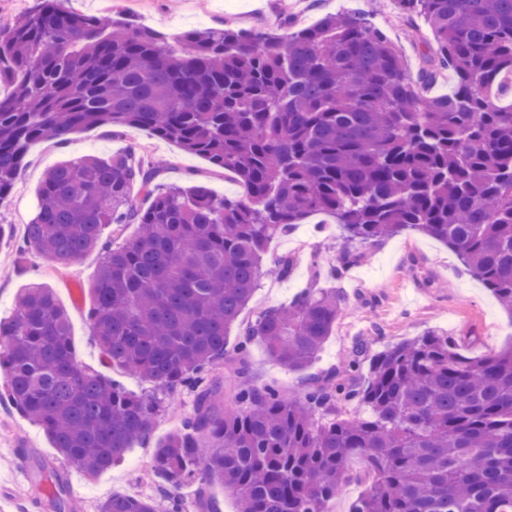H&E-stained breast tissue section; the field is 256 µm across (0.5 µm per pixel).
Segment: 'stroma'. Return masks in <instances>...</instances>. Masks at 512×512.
Listing matches in <instances>:
<instances>
[{"mask_svg":"<svg viewBox=\"0 0 512 512\" xmlns=\"http://www.w3.org/2000/svg\"><path fill=\"white\" fill-rule=\"evenodd\" d=\"M71 5L95 15L115 17L123 13L174 38L192 29L220 28L228 21L241 28L272 29L286 14L308 25L329 13L371 8L374 23L400 48L414 71L421 65L417 41L430 36L424 20L408 18L395 0H71ZM129 148L165 163L159 183L203 185L218 196L243 192L238 182L215 173L206 159L186 154L148 130L126 127L109 135L98 129L72 135L63 146L53 141L32 145L10 204L0 208V224L19 227L30 222L36 212L38 188L51 167L87 154L107 157ZM340 248L339 230L325 215L309 217L269 243L265 270L228 333V348L236 347L244 329L261 311L287 304L301 289H341L345 304L322 352L307 371L286 370L259 342H252L247 360L255 385L271 384L285 394L296 395L308 386L311 377L324 375L348 359L357 343L366 344L374 354L430 330L460 339L462 353L470 357L488 355L512 344V315L465 271L455 252L442 242L418 233L401 234L371 247L366 260L348 266L339 275L334 264ZM285 256L293 260L288 277L268 275V267ZM99 264L98 254L90 253L74 266L54 267L36 252L20 258L15 244L0 246V320L11 316L22 288L31 282L44 283L69 312L71 340L80 364L135 393L155 395L152 383L112 369L91 334L89 288ZM180 425V417L162 418L150 442L135 444L123 461L90 478L68 468L41 427L1 402L0 512H49L48 484L19 476L16 470L21 464L31 471L44 461L66 471L75 512H96L99 502L115 493L155 494L159 481L144 478L155 443Z\"/></svg>","mask_w":512,"mask_h":512,"instance_id":"stroma-1","label":"stroma"}]
</instances>
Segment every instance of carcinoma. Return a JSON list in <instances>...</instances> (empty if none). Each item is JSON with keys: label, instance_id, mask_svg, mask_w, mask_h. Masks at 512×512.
<instances>
[{"label": "carcinoma", "instance_id": "cac0c4a2", "mask_svg": "<svg viewBox=\"0 0 512 512\" xmlns=\"http://www.w3.org/2000/svg\"><path fill=\"white\" fill-rule=\"evenodd\" d=\"M432 38L411 72L358 13L272 30L224 23L176 48L126 18L66 0L36 5L0 29V206L32 144L88 129L146 128L236 178L244 195L156 183L161 164L131 149L66 160L45 175L21 248L69 267L101 251L88 320L112 368L193 412L155 446L160 496L115 494L97 512H182L177 491L217 481L241 512H327L346 462L362 458L369 491L350 512H512V347L473 358L429 331L386 348L360 383L366 353L297 397L257 386L246 352L258 339L290 371L319 357L342 311L335 288H307L262 311L235 347L226 337L257 286L269 241L328 214L345 251L405 231L436 239L512 311V0H395ZM450 70L449 94L426 90ZM143 193L132 198L133 187ZM106 224H136L112 248ZM0 400L39 425L67 465L97 476L154 431L167 410L80 365L67 311L51 289L20 291L0 320ZM238 408L220 409L224 390ZM343 402L360 409L353 417ZM54 512L70 508L52 472Z\"/></svg>", "mask_w": 512, "mask_h": 512}]
</instances>
